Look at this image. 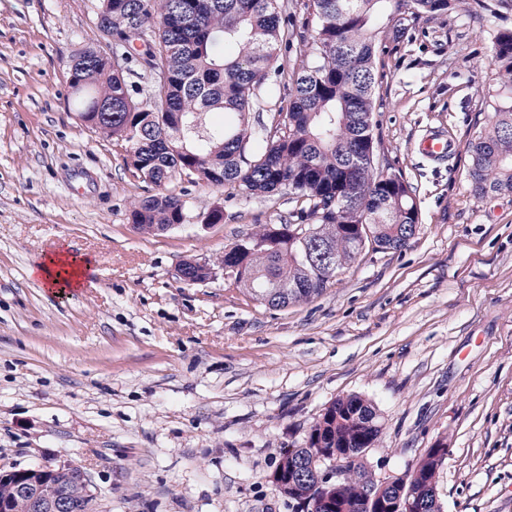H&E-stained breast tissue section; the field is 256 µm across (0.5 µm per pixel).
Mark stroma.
I'll list each match as a JSON object with an SVG mask.
<instances>
[{
	"label": "stroma",
	"instance_id": "1",
	"mask_svg": "<svg viewBox=\"0 0 512 512\" xmlns=\"http://www.w3.org/2000/svg\"><path fill=\"white\" fill-rule=\"evenodd\" d=\"M488 2L377 50L375 154L410 185L416 236L273 310L179 268L283 223L298 195L179 178L223 221L139 232L129 209L154 186L72 105L71 55L104 46L95 0H0V469L79 464L95 512H300L272 473L357 395L381 426L363 457L375 479L442 440L443 512H512V196H475L468 177L498 90L492 43L512 30V0ZM431 131L454 142L447 160L419 153ZM60 248L96 273L57 296L30 270Z\"/></svg>",
	"mask_w": 512,
	"mask_h": 512
}]
</instances>
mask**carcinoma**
I'll return each mask as SVG.
<instances>
[{
    "instance_id": "1",
    "label": "carcinoma",
    "mask_w": 512,
    "mask_h": 512,
    "mask_svg": "<svg viewBox=\"0 0 512 512\" xmlns=\"http://www.w3.org/2000/svg\"><path fill=\"white\" fill-rule=\"evenodd\" d=\"M309 39L278 0H97L100 31L112 34V55L86 48L70 59L73 104L90 129L127 144L125 165L158 192L135 201L130 218L144 234L181 224L192 211L186 194L168 190L176 177L194 184L238 186L247 195L284 188L304 199L284 224L264 225L224 248L212 266L239 265L236 282L270 309L320 295L331 276L310 280L317 251L334 270L351 264L364 243L401 250L415 236L419 213L410 186L385 173L374 155V57L382 35L403 33L423 17L468 7L466 0H312ZM304 60L289 74L277 65L295 39ZM498 103L470 142L473 192L512 196V30L493 43ZM163 74L158 101L142 106L144 89L127 75ZM288 86V128L275 124L255 136L249 115L264 87ZM304 224L307 244L286 230ZM380 435L374 409L359 396L332 401L312 426L307 446L286 451L277 489L306 505L324 494L318 461L329 448L347 454L336 482L335 512H368L380 486L362 462ZM428 449L413 467L412 489L428 497L439 466ZM298 493L288 491V479ZM67 495L76 512H94L77 484Z\"/></svg>"
}]
</instances>
